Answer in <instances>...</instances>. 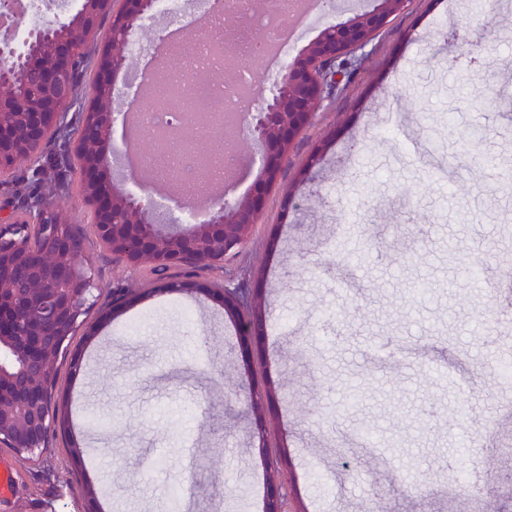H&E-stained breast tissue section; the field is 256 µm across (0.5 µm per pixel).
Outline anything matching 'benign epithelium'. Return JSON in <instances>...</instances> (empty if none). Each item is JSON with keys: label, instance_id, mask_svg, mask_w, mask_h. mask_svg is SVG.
Listing matches in <instances>:
<instances>
[{"label": "benign epithelium", "instance_id": "7a95c632", "mask_svg": "<svg viewBox=\"0 0 512 512\" xmlns=\"http://www.w3.org/2000/svg\"><path fill=\"white\" fill-rule=\"evenodd\" d=\"M411 0H366L346 18L325 26L273 81L270 96L260 108L248 112L246 131L259 145L255 159L259 173L254 185L240 197H221L205 207L200 218L177 230L164 223L153 199L137 196L128 188L131 178L108 183L115 155L112 122L115 115L113 77L126 68L132 33L154 11V0H80L67 22L30 32L24 50L16 52L8 39L0 41V184L16 163L32 156L48 140L62 136L64 106L76 97L71 75L80 61L97 55L98 75L88 106L82 114L70 152L81 176L82 196L91 209L97 239L114 259L126 266L148 265L218 269L224 260L248 241L263 216L265 196L275 185L282 164L298 137L333 96L342 80L340 70L363 49ZM111 14L106 37H100V17ZM69 223L45 197L29 199L20 211L0 225V279L4 255L23 260L39 284L30 301L6 300L0 289V346L8 336L29 343V360L10 368L12 387L0 382V447L34 457L49 447L51 419L46 409V375L43 363L67 342L83 323L86 310L99 296L97 285L84 265V243L60 230ZM15 224L41 229L44 245L35 256L5 250L1 242ZM215 300L237 327L243 347L264 333L261 298L245 299L235 288L218 281L165 277L157 292L175 287ZM282 487L270 483L263 512H282Z\"/></svg>", "mask_w": 512, "mask_h": 512}]
</instances>
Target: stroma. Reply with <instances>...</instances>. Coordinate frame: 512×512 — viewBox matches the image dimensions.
Masks as SVG:
<instances>
[{"label": "stroma", "instance_id": "1", "mask_svg": "<svg viewBox=\"0 0 512 512\" xmlns=\"http://www.w3.org/2000/svg\"><path fill=\"white\" fill-rule=\"evenodd\" d=\"M477 125L478 149L512 159V0H412L357 52L224 266L266 299L247 353L219 303L148 293L147 267L96 243L61 142L22 160L0 216L18 190L49 197L124 304L91 310L79 372L60 364L67 433L31 459L0 447V512H262L270 475L283 512H448L472 477L466 512H512V183L471 174Z\"/></svg>", "mask_w": 512, "mask_h": 512}]
</instances>
